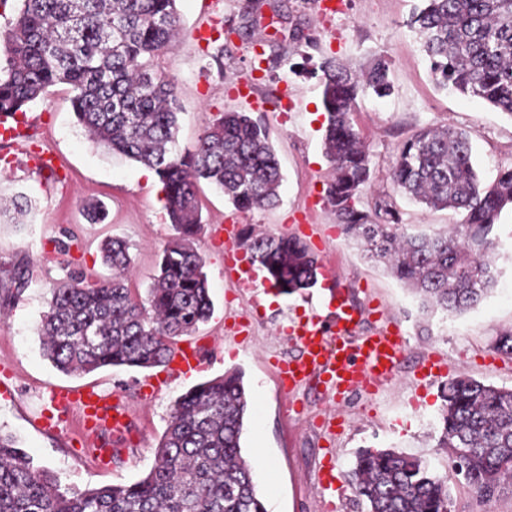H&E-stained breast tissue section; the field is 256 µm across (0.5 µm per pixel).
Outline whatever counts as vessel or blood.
Here are the masks:
<instances>
[{
    "label": "vessel or blood",
    "instance_id": "vessel-or-blood-1",
    "mask_svg": "<svg viewBox=\"0 0 512 512\" xmlns=\"http://www.w3.org/2000/svg\"><path fill=\"white\" fill-rule=\"evenodd\" d=\"M34 121L26 113L0 116V144L13 146L25 139ZM338 306L331 319L299 324L291 339L300 348L294 361L282 364L279 371L282 392H290L306 377L318 376L328 393L342 398L370 391L391 381L407 349L401 326L387 325L367 335H359L357 318L344 306V294H337ZM53 408H77L88 437L98 430L112 434L111 448L99 451L107 458L111 449L121 448L127 435L130 411L111 393L96 387L57 388L49 396Z\"/></svg>",
    "mask_w": 512,
    "mask_h": 512
}]
</instances>
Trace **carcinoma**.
I'll return each mask as SVG.
<instances>
[{
    "label": "carcinoma",
    "instance_id": "obj_1",
    "mask_svg": "<svg viewBox=\"0 0 512 512\" xmlns=\"http://www.w3.org/2000/svg\"><path fill=\"white\" fill-rule=\"evenodd\" d=\"M4 34L0 114L22 112L48 88L71 86L72 108L89 138L155 171L176 235L164 246L154 282L141 296L128 285L129 244L101 246L112 276L92 286L74 278L50 289L37 328L44 356L77 375L104 367L164 365L170 341L190 334L213 309L205 260L195 247L201 228L196 185H216L240 210L279 199L282 174L267 129L245 112L209 120L194 152L177 153L175 84L153 67L180 29L177 0H20ZM416 31L438 88L479 98L512 118V0H421L407 21ZM321 80L326 155L335 176L326 203L341 232L384 261L430 312L461 314L477 305L496 277L488 251L495 227L512 208V167L482 185L469 134L427 127L398 149L394 188L432 210L464 213L442 231L410 232L390 201L358 208L371 170L355 129L358 99L392 93L379 56L357 75L334 57L312 65ZM252 262L281 294L314 287L317 258L298 239L244 236ZM29 261H0V308L29 287ZM439 446L454 467L434 474L420 458L364 449L348 483L366 512H448L449 482L463 476L482 499L512 492V389L465 374L444 390ZM248 400L239 371L203 382L176 401L150 472L130 485L60 490L13 436L0 431V512H266L243 457Z\"/></svg>",
    "mask_w": 512,
    "mask_h": 512
}]
</instances>
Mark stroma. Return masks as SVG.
Segmentation results:
<instances>
[{"mask_svg": "<svg viewBox=\"0 0 512 512\" xmlns=\"http://www.w3.org/2000/svg\"><path fill=\"white\" fill-rule=\"evenodd\" d=\"M418 3L340 0L331 13L320 11L316 0H253L249 9L243 0H177L182 34L154 66L177 86L178 152L195 149L208 119L228 109L246 112L266 127L283 180L275 207L249 211L236 209L207 181L199 182L202 229L195 245L206 260L214 310L195 332L175 338L171 350L204 349L205 363L172 378L153 398L144 396L141 386L146 378L163 375V368L113 367L67 376L43 357L37 327L54 284L82 275L91 282L110 276L100 247L112 237L128 242L130 283L144 292L174 234L162 185L141 178V164L84 135L68 85L50 87L27 107L38 124L29 144L53 154L56 167L50 174L23 165L0 169V198L23 195L30 203L19 220L0 217V260L18 252L31 260L29 288L0 315V430L17 437L61 487L84 490L143 478L154 465V450L177 397L235 368L243 374L249 402L242 454L264 493L267 512H325L317 486L319 470L328 463L337 512H364L346 483L359 450L391 448L445 473L450 459L437 438L446 378L465 374L512 389V358L493 348L495 336L512 328V209L498 220V244L490 254L498 272L493 289L465 313L446 315L423 311L411 290L342 235L323 200L333 166L324 150L321 86L299 66L305 55L316 62L336 57L355 72L366 70L378 55L389 63L393 93L362 98L355 114L372 172L361 209L371 210L377 197L387 196L411 228L433 232L461 222L460 212L424 209L390 180L398 148L425 127L449 125L469 133L484 183L512 167V118L480 99L436 86L418 37L406 25ZM296 28L303 40L292 39ZM215 30L222 34L219 42L198 40V33ZM91 202L105 208L104 221H88ZM216 224L299 238L322 265L317 285L291 295L275 294L266 282L254 291L239 287L237 272L224 262L223 243L211 236ZM340 289L347 294V308L359 312L361 331L390 322L405 330L407 353L394 381L338 404L311 387L282 396L276 364L295 351L285 329L325 316ZM432 358L446 366V378L426 377ZM84 385L119 395L131 410L125 450L106 463L88 451L77 418L52 432L32 424L48 408L51 389ZM449 509L512 512V494L482 500L460 479L450 486Z\"/></svg>", "mask_w": 512, "mask_h": 512, "instance_id": "1", "label": "stroma"}]
</instances>
